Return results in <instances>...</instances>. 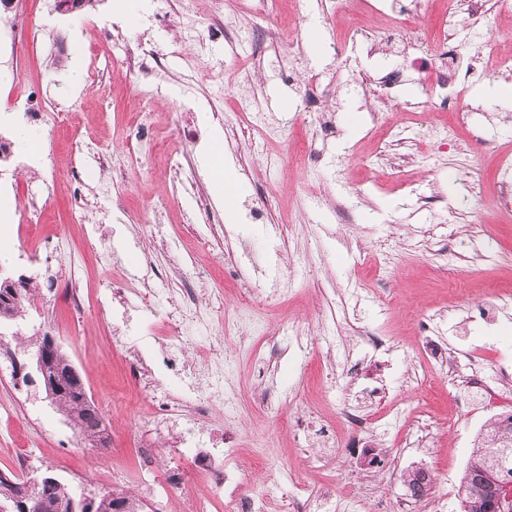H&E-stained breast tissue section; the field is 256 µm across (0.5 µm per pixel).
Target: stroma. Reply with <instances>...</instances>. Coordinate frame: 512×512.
<instances>
[{
    "mask_svg": "<svg viewBox=\"0 0 512 512\" xmlns=\"http://www.w3.org/2000/svg\"><path fill=\"white\" fill-rule=\"evenodd\" d=\"M113 0H92L81 12L62 16L54 0H18L0 14V112L42 131L40 165L21 152L0 161V202L10 223L0 240L8 248L0 273L31 277L39 297L24 321L0 325V471L28 476L51 470L72 485L117 490L142 500L149 512H203L186 471L177 487L170 464L192 451L153 439L141 422L149 412L137 402L138 387L124 370L123 349L111 340L112 316L99 311L104 282H125L129 314L156 354L153 336L166 332L165 311L186 291L199 294L207 320L220 322L237 311L242 289L262 284L263 272L279 273L281 293L256 311L270 335L241 334L226 342L224 412L209 417L216 436L233 440L242 462L268 460L270 473H250L243 493L264 496L278 481L280 507L308 499L324 483L352 486L350 512H391L407 493L408 471L422 468L432 481L427 512H463L458 486L478 436L495 409H471L464 382L469 356L497 360L512 377V307L496 319L484 309L493 295L512 296V209L496 200V166L512 155V125L499 115L512 98L487 95V87L512 86V74L471 77L465 95L467 121L455 145L441 144L431 128L448 115L427 98L420 71L433 52L407 41L398 13L411 0H394L393 13H366L370 37L352 49L337 0H282L283 33L260 59L255 38H267V23L254 12L257 0H129L123 14ZM216 10L240 37L225 42L222 26L204 30L208 48L198 55L180 43L183 23L196 10ZM129 44L163 51V82L129 71L114 29ZM297 74L287 79V67ZM403 73L394 95L379 99L387 69ZM80 82H73V73ZM193 85L194 101L183 95ZM317 99L322 121L308 120L298 105L300 88ZM295 101L293 111L275 108ZM156 103L150 135L171 143L174 161L131 163L129 145L137 126L129 118L140 103ZM268 111L273 136L244 129L245 101ZM390 125L413 130L405 146L381 145L371 137L372 112ZM334 127L325 135L322 126ZM224 143V164L237 185L227 207L209 178L214 141ZM310 146L312 161L291 167L295 148ZM379 155L397 173L389 180L368 163ZM486 172L483 188L465 186L472 165ZM38 210L31 243L20 230L22 204ZM257 206L262 222L245 218ZM106 227L116 263L95 260L89 241ZM65 238L63 262L77 265L76 282L42 269L30 248ZM80 288L96 319L74 317L70 286ZM158 295L162 309L148 306ZM440 330L423 337L421 319ZM383 333L389 354L374 352L364 332ZM55 336L81 375L107 423L103 447H81L78 437L46 401L40 385L24 384L12 371L11 355L33 350L37 336ZM292 337L285 349L276 335ZM265 353L267 376L276 387L272 407L254 397L259 384L254 349ZM457 357L459 368L435 367L431 389L419 398L411 377L435 352ZM388 387L407 408L426 404L436 430L427 447L400 451L398 424L381 419L367 433L348 431L343 399L355 368ZM301 423L307 442L289 437ZM340 443L332 464L315 471L308 455L322 436Z\"/></svg>",
    "mask_w": 512,
    "mask_h": 512,
    "instance_id": "35a3bbf8",
    "label": "stroma"
}]
</instances>
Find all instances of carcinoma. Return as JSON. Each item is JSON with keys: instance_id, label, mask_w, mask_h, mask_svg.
Returning a JSON list of instances; mask_svg holds the SVG:
<instances>
[{"instance_id": "1", "label": "carcinoma", "mask_w": 512, "mask_h": 512, "mask_svg": "<svg viewBox=\"0 0 512 512\" xmlns=\"http://www.w3.org/2000/svg\"><path fill=\"white\" fill-rule=\"evenodd\" d=\"M36 289L26 285L24 290L14 295L10 289L0 287V322L18 320L26 315ZM71 363L69 357L58 351L56 372L63 381L62 388L56 393L51 405L72 425L81 443L93 445L94 430L102 425V420L94 417L88 404V394L80 375L65 376V370ZM46 474L16 478L19 484H38L45 512H62L73 502L83 498L79 491L67 482L55 478L44 481ZM410 490L414 495L427 494L430 481L426 473L414 470L407 474ZM512 483V414L497 417L482 434L480 445L466 465L460 482L464 512H487L490 506L492 486L496 483ZM126 505L127 512H138L142 502L122 492H105L93 497L88 504V512H117L119 505Z\"/></svg>"}]
</instances>
